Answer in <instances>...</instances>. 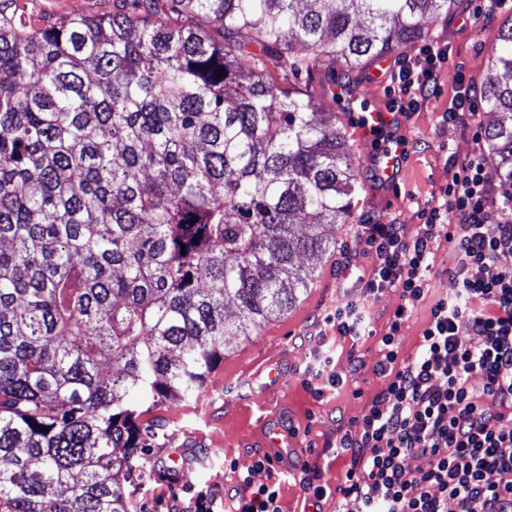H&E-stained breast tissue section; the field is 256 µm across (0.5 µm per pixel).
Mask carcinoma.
Listing matches in <instances>:
<instances>
[{"label": "carcinoma", "mask_w": 512, "mask_h": 512, "mask_svg": "<svg viewBox=\"0 0 512 512\" xmlns=\"http://www.w3.org/2000/svg\"><path fill=\"white\" fill-rule=\"evenodd\" d=\"M459 2L0 0V512H133L142 408L196 398L351 218L346 134L279 79L402 53ZM481 95L512 187V19ZM26 4L33 17L55 19L70 14L106 15L112 14L113 0H19Z\"/></svg>", "instance_id": "obj_1"}]
</instances>
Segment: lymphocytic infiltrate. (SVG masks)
Masks as SVG:
<instances>
[{"label":"lymphocytic infiltrate","instance_id":"lymphocytic-infiltrate-1","mask_svg":"<svg viewBox=\"0 0 512 512\" xmlns=\"http://www.w3.org/2000/svg\"><path fill=\"white\" fill-rule=\"evenodd\" d=\"M443 47L429 43L409 55L395 77L408 109L439 93L436 73ZM493 174L481 155L463 161L443 201L431 209L414 239L398 224H366L361 234L376 260L366 282L371 291L398 290L403 300L381 339L376 370L387 388L361 419L360 432L344 431L336 452L351 466L336 486L302 464L300 483L309 500L337 498L336 512H512V428L500 422L512 406V206L491 197ZM453 244L460 264L457 290L438 299L422 332L421 353L399 357L397 337L425 298L431 248ZM498 264L489 277L485 269ZM482 375L483 396L466 382ZM426 468L410 471L412 456ZM280 485L239 477L232 512H282Z\"/></svg>","mask_w":512,"mask_h":512}]
</instances>
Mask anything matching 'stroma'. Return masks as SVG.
<instances>
[{
    "mask_svg": "<svg viewBox=\"0 0 512 512\" xmlns=\"http://www.w3.org/2000/svg\"><path fill=\"white\" fill-rule=\"evenodd\" d=\"M22 2L37 19L112 11V0ZM507 18V13L491 12L488 0H464L449 15L427 16L429 40L444 47L448 58L439 70V94L400 116L396 134L406 141V155L393 182L378 179L375 163L357 145V112H337V127L345 129L354 145L349 160L359 171L349 223L328 225L327 234L336 246L313 272L296 305L226 354L198 398L167 402L142 415V422L153 425L157 437L150 452L148 481L133 493L134 512H191L192 496L200 490L219 503H228L238 473L247 470L252 471L254 483L268 482V471L253 468L267 453L262 446L267 422L290 430L295 437L292 447L282 449L283 461L277 467L283 512H307L309 507L298 481L302 463L320 469L332 482L343 473L348 461L336 454L337 434L362 418L388 382L374 368L381 358L379 341L401 299L397 292L373 293L358 283L344 287L341 257L356 254L362 270L371 271L374 259L366 252L360 225L400 224L407 238H415L427 213L452 184L458 161L481 149L487 165H494L486 142L475 139V127L450 120L447 113L456 91L468 85L481 87ZM401 60V55H387L378 77L369 68L343 73L322 66L289 77L288 82L309 89L322 103L332 81H346L357 101L385 109L393 107L398 97L391 75ZM459 264L460 256L452 245L443 242L435 247L427 276L429 291L399 336L402 358L419 354L430 307L455 293L457 285L450 272ZM351 297L359 299L371 317V335L358 341L340 335L328 320ZM353 355L363 359L365 369L348 375L343 387L329 388L314 379L311 367L318 358L331 357L344 367ZM274 365L285 371L284 381L276 388L267 378L268 367Z\"/></svg>",
    "mask_w": 512,
    "mask_h": 512,
    "instance_id": "1",
    "label": "stroma"
}]
</instances>
